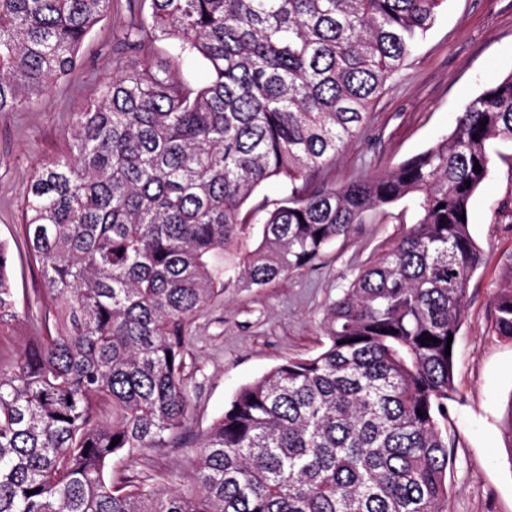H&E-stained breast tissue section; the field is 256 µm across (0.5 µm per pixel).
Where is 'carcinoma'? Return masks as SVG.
I'll list each match as a JSON object with an SVG mask.
<instances>
[{"label":"carcinoma","mask_w":512,"mask_h":512,"mask_svg":"<svg viewBox=\"0 0 512 512\" xmlns=\"http://www.w3.org/2000/svg\"><path fill=\"white\" fill-rule=\"evenodd\" d=\"M128 2L115 50L129 65L74 114L72 155L30 181L24 239L46 302L20 354L0 359V512H450L445 350L481 262L461 215L490 143L512 142V75L392 171L315 187L444 0ZM109 5L0 0V113L77 72ZM157 42L159 65L144 54ZM188 58L207 82L180 76ZM271 180L284 194L252 200ZM407 196L417 222L329 308L323 351L235 392L188 487L114 486V459L167 446L187 419L201 311L316 265L364 213ZM7 254L0 242V331L21 318ZM506 280L494 331L512 340V263Z\"/></svg>","instance_id":"1"}]
</instances>
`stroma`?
Returning a JSON list of instances; mask_svg holds the SVG:
<instances>
[{
    "instance_id": "35a3bbf8",
    "label": "stroma",
    "mask_w": 512,
    "mask_h": 512,
    "mask_svg": "<svg viewBox=\"0 0 512 512\" xmlns=\"http://www.w3.org/2000/svg\"><path fill=\"white\" fill-rule=\"evenodd\" d=\"M128 17L127 0H112L81 45L83 66L74 77L52 84L20 111L0 113V241L9 245L8 272L21 312L43 305L40 273L24 248L29 180L47 161L68 155L72 115L94 104L103 83L124 66L112 44ZM511 74L512 0H445L432 28L374 102L364 129L318 181L345 185L388 172L449 136L464 105ZM491 154L490 176L469 215L481 262L469 282L454 349L450 512H512V463L501 436L512 401V340L495 335L492 307L512 260V143H494ZM416 220L411 196L367 212L316 266L263 288L229 289L199 313L188 338L190 412L180 443L114 465L113 480L186 483L203 434L236 390L285 359L319 353L330 305Z\"/></svg>"
}]
</instances>
